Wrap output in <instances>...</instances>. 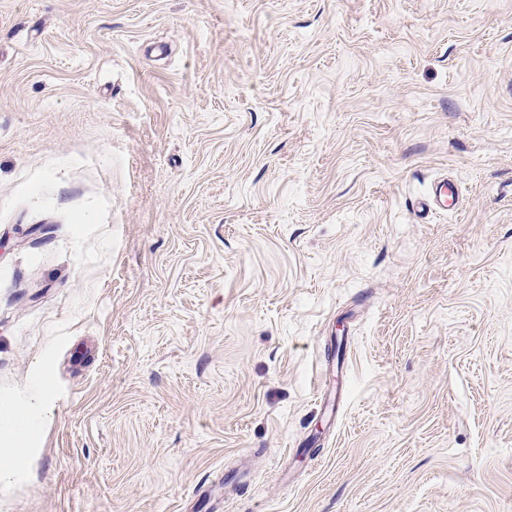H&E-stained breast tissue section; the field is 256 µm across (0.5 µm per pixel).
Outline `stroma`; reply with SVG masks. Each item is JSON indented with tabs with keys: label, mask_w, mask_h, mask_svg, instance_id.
I'll return each instance as SVG.
<instances>
[{
	"label": "stroma",
	"mask_w": 512,
	"mask_h": 512,
	"mask_svg": "<svg viewBox=\"0 0 512 512\" xmlns=\"http://www.w3.org/2000/svg\"><path fill=\"white\" fill-rule=\"evenodd\" d=\"M38 378L0 512H512V0H0ZM456 195L457 190L455 186L445 180L437 185L433 193V198L420 201L418 208H420L421 211L427 209L430 211L431 207L437 206L441 209L448 210V201L454 199ZM49 400L44 394L41 385L34 389L33 399L29 407L16 412L13 423L7 425V430L13 437L14 448H0V484H6L13 480L18 471L23 466L31 464V457H27L23 462L21 458V448L27 435L35 430V421L46 413Z\"/></svg>",
	"instance_id": "stroma-1"
}]
</instances>
